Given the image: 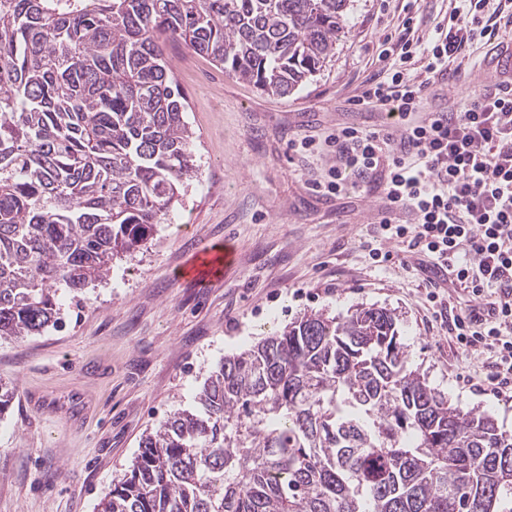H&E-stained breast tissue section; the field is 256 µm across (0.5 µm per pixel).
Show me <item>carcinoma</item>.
<instances>
[{
    "label": "carcinoma",
    "instance_id": "carcinoma-1",
    "mask_svg": "<svg viewBox=\"0 0 512 512\" xmlns=\"http://www.w3.org/2000/svg\"><path fill=\"white\" fill-rule=\"evenodd\" d=\"M349 0H0V338L61 322L198 175L183 44L268 95L335 54ZM395 311L307 312L224 357L99 512H512V434L406 367Z\"/></svg>",
    "mask_w": 512,
    "mask_h": 512
}]
</instances>
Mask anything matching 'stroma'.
I'll return each instance as SVG.
<instances>
[{
  "label": "stroma",
  "mask_w": 512,
  "mask_h": 512,
  "mask_svg": "<svg viewBox=\"0 0 512 512\" xmlns=\"http://www.w3.org/2000/svg\"><path fill=\"white\" fill-rule=\"evenodd\" d=\"M406 0H350L346 34L305 85L261 93L183 46L170 59L190 109L199 177L153 237L114 260L109 279L60 289L63 323L0 340V381L14 398L0 417V512H97L131 465L142 436L171 413L196 410L205 379L224 356L250 348L303 313L345 316L354 305L398 315L406 365L461 410L491 415L512 433V396L483 394L485 357L466 356L425 301L421 258L395 252L374 265L366 243L379 193L336 198L312 189L331 153L300 156L294 139L336 126L375 128L382 110L353 105L381 67L385 35L399 36ZM454 82L434 84L428 109L460 101L482 79L486 49ZM234 262L198 286L172 274L207 245Z\"/></svg>",
  "instance_id": "obj_1"
}]
</instances>
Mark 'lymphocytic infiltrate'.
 I'll return each mask as SVG.
<instances>
[{"instance_id": "f902f5d3", "label": "lymphocytic infiltrate", "mask_w": 512, "mask_h": 512, "mask_svg": "<svg viewBox=\"0 0 512 512\" xmlns=\"http://www.w3.org/2000/svg\"><path fill=\"white\" fill-rule=\"evenodd\" d=\"M490 2L458 0L427 39L404 38L383 49L380 75L354 104L401 118L421 111L431 86L447 79L475 42L497 45L501 25H512V14ZM416 65L422 76L412 75ZM326 149L336 162L314 191L381 192L387 211L373 230L370 258L389 262L388 244H403L451 273L473 304L451 310L433 288L427 299L434 313L467 355L492 353L494 393L512 388V81L482 82L458 108L429 113L418 124L342 126L297 146L304 155ZM402 212L411 222H400Z\"/></svg>"}]
</instances>
